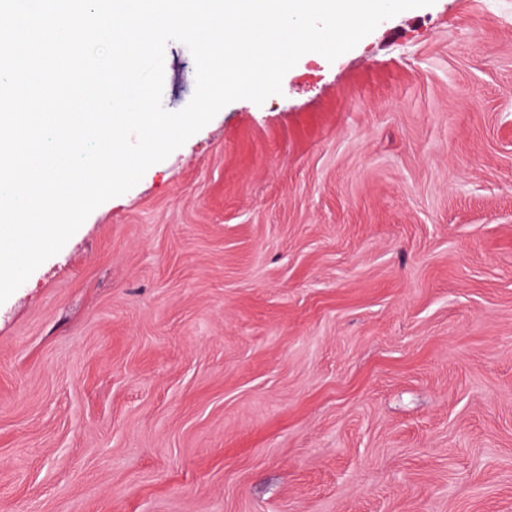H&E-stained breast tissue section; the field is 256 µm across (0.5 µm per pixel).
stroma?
<instances>
[{
    "mask_svg": "<svg viewBox=\"0 0 512 512\" xmlns=\"http://www.w3.org/2000/svg\"><path fill=\"white\" fill-rule=\"evenodd\" d=\"M0 512H512V0L303 55L95 209L0 304Z\"/></svg>",
    "mask_w": 512,
    "mask_h": 512,
    "instance_id": "1",
    "label": "stroma"
}]
</instances>
